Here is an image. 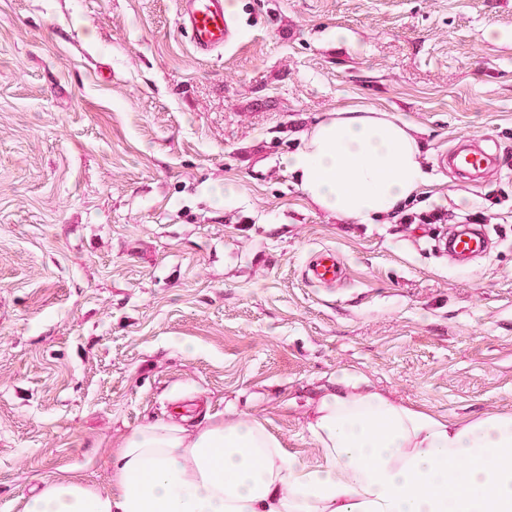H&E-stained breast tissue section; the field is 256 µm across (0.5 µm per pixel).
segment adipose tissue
Listing matches in <instances>:
<instances>
[{
	"label": "adipose tissue",
	"instance_id": "ef3b65f1",
	"mask_svg": "<svg viewBox=\"0 0 512 512\" xmlns=\"http://www.w3.org/2000/svg\"><path fill=\"white\" fill-rule=\"evenodd\" d=\"M283 162L323 212L375 224L430 183L410 124L366 108L329 113ZM309 430L321 461L287 456L256 419L124 437L107 490L53 479L25 512H512V414L450 420L343 374Z\"/></svg>",
	"mask_w": 512,
	"mask_h": 512
}]
</instances>
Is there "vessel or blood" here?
<instances>
[{
	"mask_svg": "<svg viewBox=\"0 0 512 512\" xmlns=\"http://www.w3.org/2000/svg\"><path fill=\"white\" fill-rule=\"evenodd\" d=\"M180 12L190 42L198 53H212L233 41L235 27L225 0H180ZM488 161V154L482 150H461L453 156L454 166L463 173L479 171ZM450 246L456 253L473 255L484 252L487 242L483 234L464 233L454 236ZM342 276L343 268L330 248L319 251L308 270L309 279L318 283L333 284Z\"/></svg>",
	"mask_w": 512,
	"mask_h": 512,
	"instance_id": "vessel-or-blood-1",
	"label": "vessel or blood"
}]
</instances>
